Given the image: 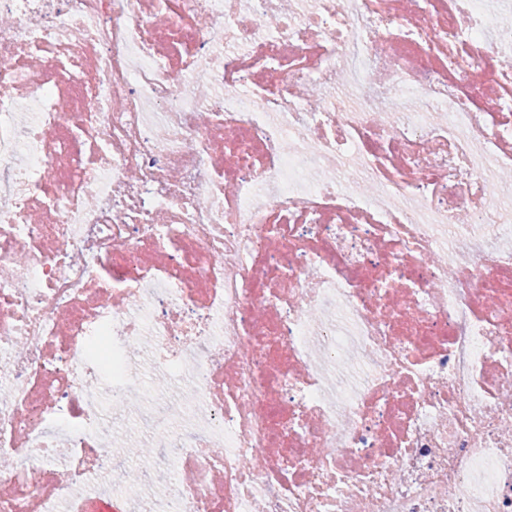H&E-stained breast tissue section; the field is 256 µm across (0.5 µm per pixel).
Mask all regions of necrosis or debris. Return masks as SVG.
Masks as SVG:
<instances>
[{"label": "necrosis or debris", "instance_id": "obj_1", "mask_svg": "<svg viewBox=\"0 0 512 512\" xmlns=\"http://www.w3.org/2000/svg\"><path fill=\"white\" fill-rule=\"evenodd\" d=\"M511 169L512 0H0V512H512Z\"/></svg>", "mask_w": 512, "mask_h": 512}]
</instances>
